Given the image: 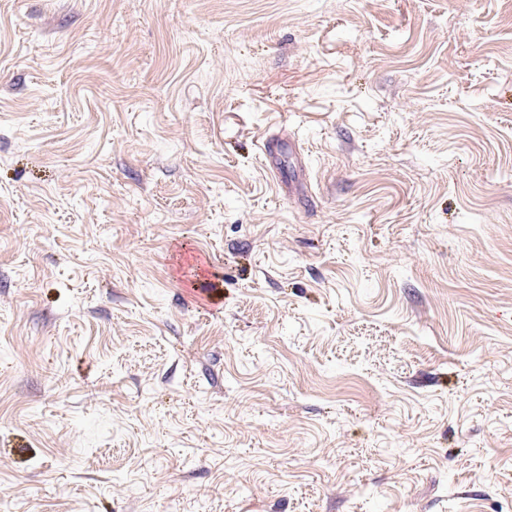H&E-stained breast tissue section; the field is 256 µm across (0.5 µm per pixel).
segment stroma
I'll list each match as a JSON object with an SVG mask.
<instances>
[{
    "mask_svg": "<svg viewBox=\"0 0 512 512\" xmlns=\"http://www.w3.org/2000/svg\"><path fill=\"white\" fill-rule=\"evenodd\" d=\"M0 512H512V0H0Z\"/></svg>",
    "mask_w": 512,
    "mask_h": 512,
    "instance_id": "obj_1",
    "label": "stroma"
}]
</instances>
